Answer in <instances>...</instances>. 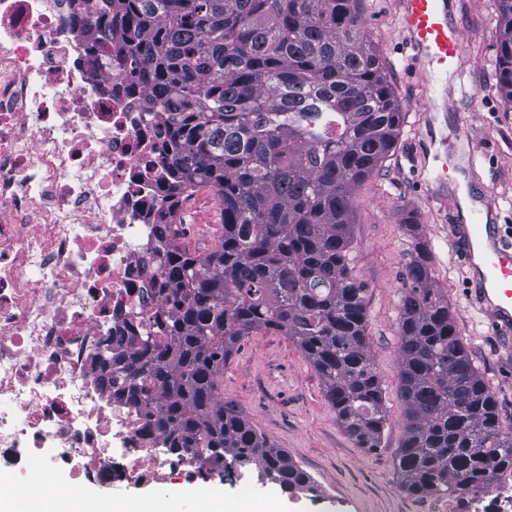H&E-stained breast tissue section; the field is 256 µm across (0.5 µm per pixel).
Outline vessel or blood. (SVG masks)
Listing matches in <instances>:
<instances>
[{"label":"vessel or blood","instance_id":"1","mask_svg":"<svg viewBox=\"0 0 512 512\" xmlns=\"http://www.w3.org/2000/svg\"><path fill=\"white\" fill-rule=\"evenodd\" d=\"M402 30L413 50L415 65L433 95L446 93L449 76L461 72L462 32L452 13L454 0H399ZM447 133L433 137L437 181H447L454 166ZM490 206L471 210L467 223L453 225L450 238L474 282L481 312L503 334L512 333V245L490 224Z\"/></svg>","mask_w":512,"mask_h":512}]
</instances>
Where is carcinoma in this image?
<instances>
[{"mask_svg": "<svg viewBox=\"0 0 512 512\" xmlns=\"http://www.w3.org/2000/svg\"><path fill=\"white\" fill-rule=\"evenodd\" d=\"M360 0H99L92 65L130 68L143 108L169 118L172 201L159 212L171 311L129 357L100 360L148 434L197 454L209 474L254 465L288 492L314 491L283 448L224 403L241 341L276 331L302 350L357 447H381L386 407L367 345L366 288L352 274L351 198L394 147L402 106L362 26ZM498 85L512 103V0H499ZM201 187L222 234L179 245L177 213ZM399 320L406 430L395 459L413 494L490 490L512 470V424L472 365L422 242L406 265Z\"/></svg>", "mask_w": 512, "mask_h": 512, "instance_id": "cac0c4a2", "label": "carcinoma"}]
</instances>
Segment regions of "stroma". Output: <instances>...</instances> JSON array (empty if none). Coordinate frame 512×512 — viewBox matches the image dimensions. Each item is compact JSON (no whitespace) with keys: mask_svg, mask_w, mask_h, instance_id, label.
<instances>
[{"mask_svg":"<svg viewBox=\"0 0 512 512\" xmlns=\"http://www.w3.org/2000/svg\"><path fill=\"white\" fill-rule=\"evenodd\" d=\"M364 30L385 67L404 112L398 140L374 173L356 187L351 202L349 265L367 288L368 350L379 375L387 411L382 446L356 447L336 421L321 381L301 349L274 331H259L241 342L224 368L221 393L251 426L292 459L314 481L316 492H282L244 474L243 495L223 503V512H250L254 501L277 512H500L485 494L474 506L470 494L405 492L395 455L406 429L399 396V318L405 268L414 249L407 222L421 224L432 281L447 296L458 334L473 366L493 393L502 419L512 421V350L488 315L469 298L468 269L453 247L448 228L463 223L451 208L459 187L493 206L491 223L512 239V105L497 83L496 0H457L455 19L463 32L462 92L449 106L432 103L408 48L398 0H362ZM460 127L463 136L458 176L435 181L425 146L436 125ZM216 202L203 190L182 204L184 244L190 252L214 246L222 228L198 231L199 213H214Z\"/></svg>","mask_w":512,"mask_h":512,"instance_id":"1","label":"stroma"}]
</instances>
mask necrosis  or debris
<instances>
[{"label": "necrosis or debris", "mask_w": 512, "mask_h": 512, "mask_svg": "<svg viewBox=\"0 0 512 512\" xmlns=\"http://www.w3.org/2000/svg\"><path fill=\"white\" fill-rule=\"evenodd\" d=\"M97 0H0V469L35 490L173 493L201 464L155 447L98 364L166 310L152 219L168 199L165 114L126 68L93 71Z\"/></svg>", "instance_id": "1"}]
</instances>
